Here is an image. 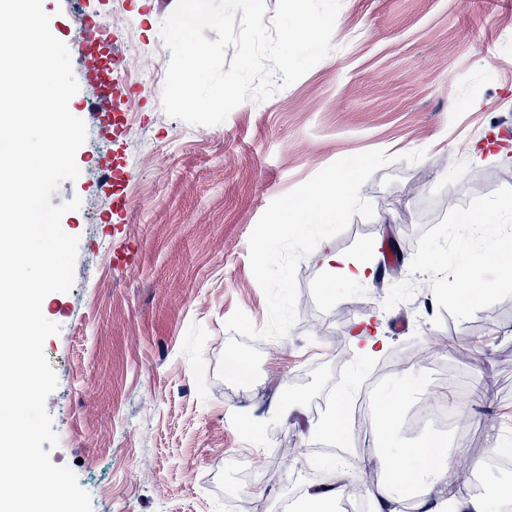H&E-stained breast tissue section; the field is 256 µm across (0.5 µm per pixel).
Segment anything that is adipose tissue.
Masks as SVG:
<instances>
[{"instance_id":"ef3b65f1","label":"adipose tissue","mask_w":512,"mask_h":512,"mask_svg":"<svg viewBox=\"0 0 512 512\" xmlns=\"http://www.w3.org/2000/svg\"><path fill=\"white\" fill-rule=\"evenodd\" d=\"M403 401L401 395H389L382 400L377 414L383 442L381 455L388 462L389 484L375 497L373 512H400V499L406 493L415 496L417 512H444L448 506L453 512H494L495 503L504 496L503 491L494 487L463 500L449 501L443 488L450 453L447 444L426 436L412 446H391V437L401 420Z\"/></svg>"}]
</instances>
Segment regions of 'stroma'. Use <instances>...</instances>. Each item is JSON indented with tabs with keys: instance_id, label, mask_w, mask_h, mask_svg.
I'll list each match as a JSON object with an SVG mask.
<instances>
[{
	"instance_id": "35a3bbf8",
	"label": "stroma",
	"mask_w": 512,
	"mask_h": 512,
	"mask_svg": "<svg viewBox=\"0 0 512 512\" xmlns=\"http://www.w3.org/2000/svg\"><path fill=\"white\" fill-rule=\"evenodd\" d=\"M177 0H43L50 31L79 53L85 18L113 11L134 26L112 33L136 107L121 134L106 133L90 107L97 90L75 71L70 112L88 137L80 175L51 202L80 197L65 232L78 236L74 285L48 295L59 325L44 354L58 385L46 399L59 445L54 464L75 473L92 512H229L224 484L241 458L281 457L239 498L281 512L305 471L341 479L313 412L286 414L329 385L357 395L378 367L408 351L445 361L467 381L459 407L469 436L455 463L512 493V472L485 470L492 438L512 443V275L477 263L495 240L512 239V0H343L333 50L261 103L246 102L216 126L167 116L162 84L142 70L171 57L161 23ZM381 149L394 163L360 190L372 217L353 216L333 238L337 253L374 270L372 280L327 282L320 252L297 271L304 310L290 333L258 355L250 387L225 386L224 358L244 344L226 319L243 310L256 326L267 303L249 261V237L269 204L338 159ZM422 149L415 163L401 154ZM496 153L477 166L476 153ZM113 162L119 174L101 177ZM423 184L425 194L410 191ZM128 201L105 223L113 197ZM491 222L496 236L458 224L461 211ZM463 267L491 283L465 311L447 295L468 287ZM377 352L365 354L367 338ZM350 356L339 360L337 339Z\"/></svg>"
}]
</instances>
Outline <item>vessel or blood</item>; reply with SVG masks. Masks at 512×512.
<instances>
[{
  "label": "vessel or blood",
  "instance_id": "1",
  "mask_svg": "<svg viewBox=\"0 0 512 512\" xmlns=\"http://www.w3.org/2000/svg\"><path fill=\"white\" fill-rule=\"evenodd\" d=\"M84 35L80 40L83 73L86 81L98 89L92 107L99 112L105 129H116L123 124L119 105L126 98V89L120 86L116 72V54L112 50L115 38L110 31L88 20L83 24Z\"/></svg>",
  "mask_w": 512,
  "mask_h": 512
}]
</instances>
